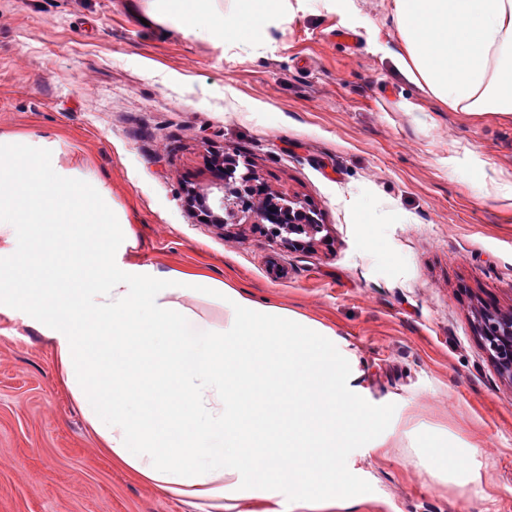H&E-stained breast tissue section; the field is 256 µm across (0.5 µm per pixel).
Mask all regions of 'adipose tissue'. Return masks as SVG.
<instances>
[{"label":"adipose tissue","instance_id":"adipose-tissue-1","mask_svg":"<svg viewBox=\"0 0 512 512\" xmlns=\"http://www.w3.org/2000/svg\"><path fill=\"white\" fill-rule=\"evenodd\" d=\"M158 0L155 17L239 46L288 0ZM398 68L455 112L512 115V0H392ZM126 211L64 169L54 143L0 133V312L49 336L91 431L113 463L214 512H354L359 456L384 447L357 361L330 328L198 273L129 261ZM223 307L211 324L186 307ZM196 324L203 340L188 342ZM136 404L129 415L128 404ZM421 462L481 489L464 444L430 440ZM185 304L193 311L202 314L213 323H221L224 317L223 308L212 303L205 297H189L185 299Z\"/></svg>","mask_w":512,"mask_h":512}]
</instances>
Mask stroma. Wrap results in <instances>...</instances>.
Instances as JSON below:
<instances>
[{"instance_id":"obj_1","label":"stroma","mask_w":512,"mask_h":512,"mask_svg":"<svg viewBox=\"0 0 512 512\" xmlns=\"http://www.w3.org/2000/svg\"><path fill=\"white\" fill-rule=\"evenodd\" d=\"M150 0H0V133L56 144L103 184L136 262L203 269L333 328L386 444L359 458L358 512H512V385L474 333L512 309V116L453 112L395 64L390 0H288L256 46L142 23ZM314 205L328 240L295 251L252 225L201 223L188 189L214 154ZM487 174L471 181L474 168ZM473 446L484 491L444 484L417 449ZM0 512H209L113 464L51 339L0 314Z\"/></svg>"}]
</instances>
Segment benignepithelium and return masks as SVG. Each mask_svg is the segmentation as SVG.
<instances>
[{
  "label": "benign epithelium",
  "mask_w": 512,
  "mask_h": 512,
  "mask_svg": "<svg viewBox=\"0 0 512 512\" xmlns=\"http://www.w3.org/2000/svg\"><path fill=\"white\" fill-rule=\"evenodd\" d=\"M231 157L213 160L211 190L192 192L193 207L206 224L224 231L249 213L268 235L290 248H305L324 241L328 230L313 206L298 196L254 193L255 177L238 171ZM475 333L498 375L512 384V310L484 306L476 313Z\"/></svg>",
  "instance_id": "obj_1"
}]
</instances>
